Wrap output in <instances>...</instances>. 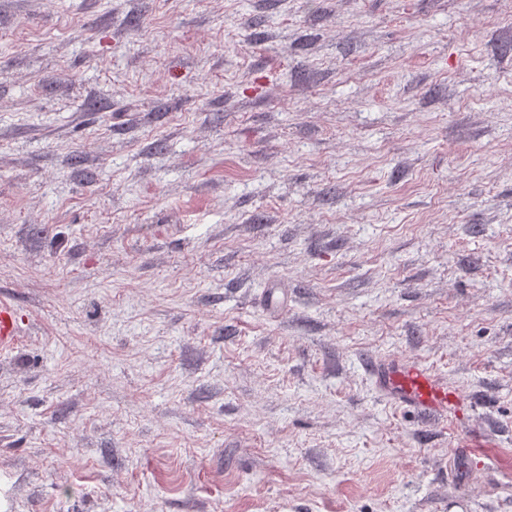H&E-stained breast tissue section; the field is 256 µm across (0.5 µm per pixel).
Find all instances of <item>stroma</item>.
<instances>
[{"label":"stroma","mask_w":512,"mask_h":512,"mask_svg":"<svg viewBox=\"0 0 512 512\" xmlns=\"http://www.w3.org/2000/svg\"><path fill=\"white\" fill-rule=\"evenodd\" d=\"M0 301V512H512V0H0ZM18 333V323L14 308L5 302H0V347L5 348L15 343ZM367 369L392 403L448 418L457 402L448 384L416 361H367Z\"/></svg>","instance_id":"1"}]
</instances>
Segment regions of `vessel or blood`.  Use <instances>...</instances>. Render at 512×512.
Wrapping results in <instances>:
<instances>
[{
    "mask_svg": "<svg viewBox=\"0 0 512 512\" xmlns=\"http://www.w3.org/2000/svg\"><path fill=\"white\" fill-rule=\"evenodd\" d=\"M17 333L13 307L0 302V347L13 345ZM367 369L382 394L394 404L445 418L457 402L447 383L419 362L371 359Z\"/></svg>",
    "mask_w": 512,
    "mask_h": 512,
    "instance_id": "vessel-or-blood-1",
    "label": "vessel or blood"
}]
</instances>
